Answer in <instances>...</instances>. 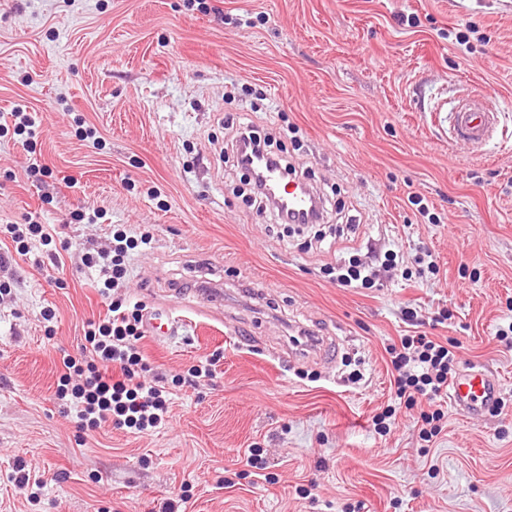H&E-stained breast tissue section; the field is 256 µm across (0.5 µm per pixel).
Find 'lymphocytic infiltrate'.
<instances>
[{
  "label": "lymphocytic infiltrate",
  "instance_id": "obj_1",
  "mask_svg": "<svg viewBox=\"0 0 512 512\" xmlns=\"http://www.w3.org/2000/svg\"><path fill=\"white\" fill-rule=\"evenodd\" d=\"M224 126L233 133L231 148L236 167L244 166L252 148L273 153L279 163H286L284 152L272 151L270 141L257 136L252 124L228 113ZM111 234L109 248L89 250L82 256L83 266L96 274V288L108 301V314L87 321L79 355L64 356V372L55 396L80 430L93 431L108 423L142 433L164 423L174 387L194 385L197 378L212 376L213 370L207 363L196 365L187 377L171 383L150 377V366L139 346L143 308L112 298L111 292L129 275L131 251L150 245L152 237L146 232L131 235L123 224L112 225ZM454 362L452 348L422 332L402 337L400 348L392 352V364L398 372L397 397L410 404L423 397L435 405L433 411L420 415L423 440L441 431L444 414L437 404L448 395Z\"/></svg>",
  "mask_w": 512,
  "mask_h": 512
}]
</instances>
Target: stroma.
Returning a JSON list of instances; mask_svg holds the SVG:
<instances>
[{
  "label": "stroma",
  "instance_id": "35a3bbf8",
  "mask_svg": "<svg viewBox=\"0 0 512 512\" xmlns=\"http://www.w3.org/2000/svg\"><path fill=\"white\" fill-rule=\"evenodd\" d=\"M208 4L0 0V226L105 213L68 225L61 265L0 236V512H157L185 492V512H512V348L498 336L512 321V0ZM473 95L501 113L479 154L437 110ZM17 108L36 115L34 146L9 127ZM227 113L311 173L331 244L280 237L242 173L216 170ZM86 125L100 145L77 137ZM35 162L50 176L31 178ZM113 224L153 234L117 296L178 305L191 322L163 344L141 340L153 371L221 354L149 434L79 431L55 400L63 354L107 312L80 256L108 248ZM388 250L399 263L372 288L322 271ZM427 254L438 274L422 273ZM406 306L454 346L456 370L502 382L477 419L443 405L428 442L420 406L396 399L389 349L414 333ZM312 335L333 353L309 349ZM20 465L43 480L38 497L14 483Z\"/></svg>",
  "mask_w": 512,
  "mask_h": 512
}]
</instances>
